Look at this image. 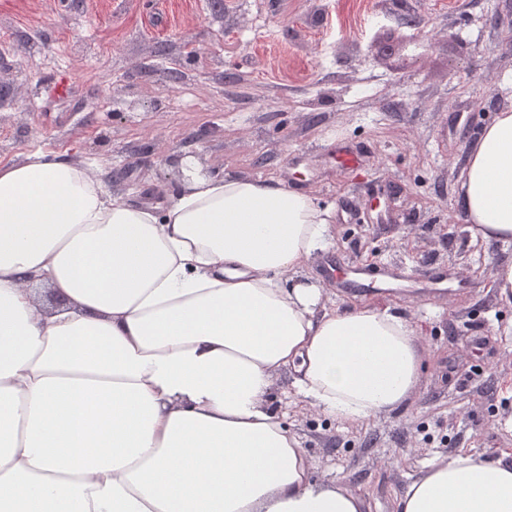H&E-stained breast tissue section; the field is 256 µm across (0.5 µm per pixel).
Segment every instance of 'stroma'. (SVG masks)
I'll return each instance as SVG.
<instances>
[{
  "instance_id": "1",
  "label": "stroma",
  "mask_w": 512,
  "mask_h": 512,
  "mask_svg": "<svg viewBox=\"0 0 512 512\" xmlns=\"http://www.w3.org/2000/svg\"><path fill=\"white\" fill-rule=\"evenodd\" d=\"M408 15L428 50H390ZM511 31L512 0H0V164L86 159L112 196L163 208L191 159L332 206L303 275L336 311L410 318L420 385L356 426L308 409L287 374L271 401L314 480L398 512L437 457L512 453V298L493 284L512 243L475 239L458 205L470 145L512 106ZM329 259L376 272L372 288L327 281Z\"/></svg>"
}]
</instances>
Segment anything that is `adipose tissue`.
Wrapping results in <instances>:
<instances>
[{
  "label": "adipose tissue",
  "instance_id": "adipose-tissue-1",
  "mask_svg": "<svg viewBox=\"0 0 512 512\" xmlns=\"http://www.w3.org/2000/svg\"><path fill=\"white\" fill-rule=\"evenodd\" d=\"M460 204L476 237L512 242V108L472 143ZM332 218L192 160L162 212L82 160L0 165V512H363L313 480L270 400L289 372L310 408L356 425L419 384L408 317L338 312L301 280ZM398 510L512 512V461L436 458Z\"/></svg>",
  "mask_w": 512,
  "mask_h": 512
}]
</instances>
